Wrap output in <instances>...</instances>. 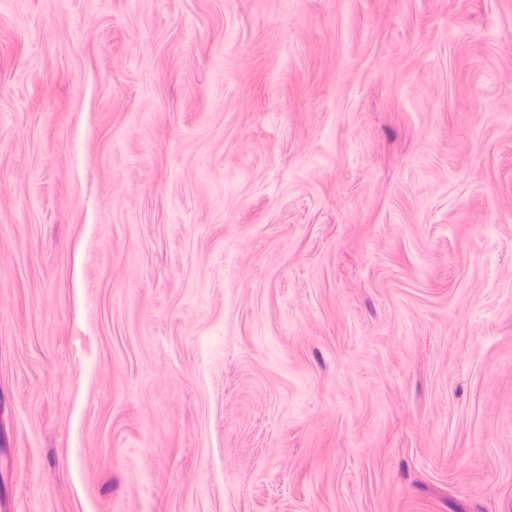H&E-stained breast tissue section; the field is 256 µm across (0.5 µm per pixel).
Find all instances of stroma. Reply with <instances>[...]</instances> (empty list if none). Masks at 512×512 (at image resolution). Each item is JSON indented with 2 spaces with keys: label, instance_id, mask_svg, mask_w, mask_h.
I'll return each instance as SVG.
<instances>
[{
  "label": "stroma",
  "instance_id": "stroma-1",
  "mask_svg": "<svg viewBox=\"0 0 512 512\" xmlns=\"http://www.w3.org/2000/svg\"><path fill=\"white\" fill-rule=\"evenodd\" d=\"M0 512H512V0H0Z\"/></svg>",
  "mask_w": 512,
  "mask_h": 512
}]
</instances>
